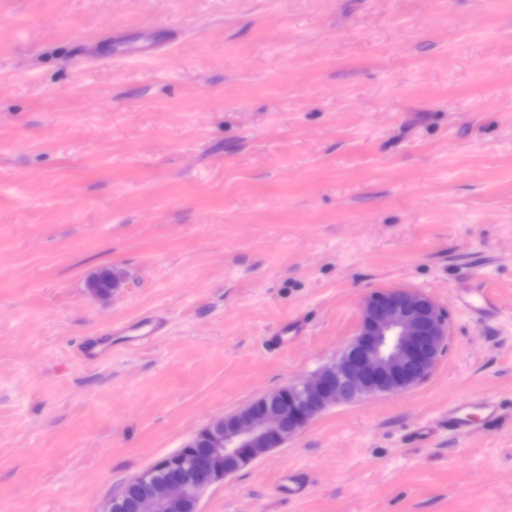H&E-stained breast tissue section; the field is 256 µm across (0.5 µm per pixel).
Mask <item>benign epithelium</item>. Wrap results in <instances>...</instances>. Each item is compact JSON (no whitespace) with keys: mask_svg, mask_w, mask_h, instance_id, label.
<instances>
[{"mask_svg":"<svg viewBox=\"0 0 512 512\" xmlns=\"http://www.w3.org/2000/svg\"><path fill=\"white\" fill-rule=\"evenodd\" d=\"M448 319L430 296L411 288L370 293L351 340L310 378L255 399L202 430L208 454L191 461L185 475L182 456L159 461L167 476L152 482L132 479L147 490L130 512H176L182 502L223 481L302 432L332 406L406 392L425 381L446 346Z\"/></svg>","mask_w":512,"mask_h":512,"instance_id":"benign-epithelium-1","label":"benign epithelium"}]
</instances>
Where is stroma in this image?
Segmentation results:
<instances>
[{
  "instance_id": "1",
  "label": "stroma",
  "mask_w": 512,
  "mask_h": 512,
  "mask_svg": "<svg viewBox=\"0 0 512 512\" xmlns=\"http://www.w3.org/2000/svg\"><path fill=\"white\" fill-rule=\"evenodd\" d=\"M392 287L449 313L428 380L327 410L200 512H512V0H0V512H103ZM476 393L498 415L442 427Z\"/></svg>"
}]
</instances>
